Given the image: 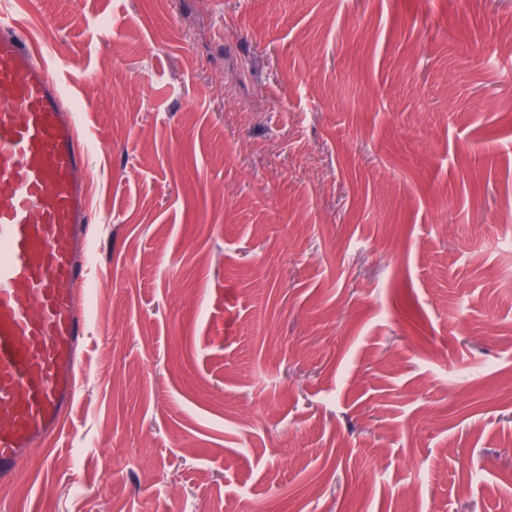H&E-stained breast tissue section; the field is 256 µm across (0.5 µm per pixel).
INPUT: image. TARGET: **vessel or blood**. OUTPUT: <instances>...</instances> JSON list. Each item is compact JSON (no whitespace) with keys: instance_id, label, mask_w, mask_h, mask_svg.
<instances>
[{"instance_id":"vessel-or-blood-1","label":"vessel or blood","mask_w":512,"mask_h":512,"mask_svg":"<svg viewBox=\"0 0 512 512\" xmlns=\"http://www.w3.org/2000/svg\"><path fill=\"white\" fill-rule=\"evenodd\" d=\"M79 114L40 48L0 10V484L60 430L79 393L95 215Z\"/></svg>"}]
</instances>
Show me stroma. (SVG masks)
I'll return each mask as SVG.
<instances>
[{
    "instance_id": "1",
    "label": "stroma",
    "mask_w": 512,
    "mask_h": 512,
    "mask_svg": "<svg viewBox=\"0 0 512 512\" xmlns=\"http://www.w3.org/2000/svg\"><path fill=\"white\" fill-rule=\"evenodd\" d=\"M82 110L91 341L7 512H512V0H4Z\"/></svg>"
}]
</instances>
